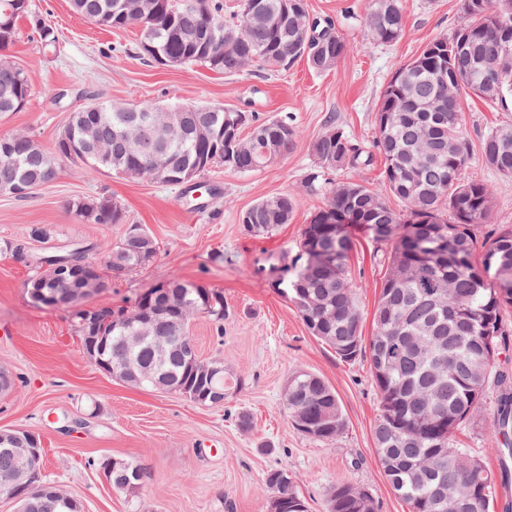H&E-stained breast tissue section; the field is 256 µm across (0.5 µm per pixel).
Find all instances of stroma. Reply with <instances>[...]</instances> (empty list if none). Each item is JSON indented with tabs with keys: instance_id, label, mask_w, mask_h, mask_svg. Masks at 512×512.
I'll list each match as a JSON object with an SVG mask.
<instances>
[{
	"instance_id": "obj_1",
	"label": "stroma",
	"mask_w": 512,
	"mask_h": 512,
	"mask_svg": "<svg viewBox=\"0 0 512 512\" xmlns=\"http://www.w3.org/2000/svg\"><path fill=\"white\" fill-rule=\"evenodd\" d=\"M30 2L31 17L57 27L60 47L43 52L31 17L18 19L0 59L26 71L34 96L23 110L0 115V136L24 132L51 152L70 113L86 104L173 101L223 105L262 118L286 114L299 135L287 155L262 170L212 168L203 177L212 189L203 212L192 210L186 189L109 172L90 176L71 161L28 197L0 194V369L15 379L13 390L0 395V429L35 435L43 448L42 473L85 512H266L270 493L263 476L273 467L290 471L309 512H325L329 491L342 481L368 490L380 512H411L391 490L375 453L379 397L369 362L339 360L310 333L272 278L291 264L304 225L324 205L323 197L302 193L314 164L311 140L332 116L354 140L371 145L379 99L395 69L433 39L453 33L462 20L461 0H404V31L390 46L365 42L367 0H308L311 15L332 20L351 46L336 68L316 73L301 60L283 72L253 66L234 76L200 63L170 69L144 62L136 54L138 27H100L75 14L70 0ZM463 107L475 148L489 127L512 122V106L492 108L468 96ZM284 193L299 196L290 223L263 237L239 224L240 213L257 200ZM93 195L117 201L125 224L148 229L159 250L152 264L105 280L90 306L130 305L174 276L223 294L222 327L203 314L190 325L199 356L222 357L232 378L223 407L116 380L86 356L72 309L30 301L25 283L31 257L119 239L124 224H86L71 212V200ZM38 225L51 229V237L33 238ZM351 235V271L368 336L389 248L365 228L352 227ZM16 244L23 257L15 256ZM298 369L335 389L346 417L335 441L312 440L287 418L284 389ZM242 410L253 422L246 433L235 424ZM490 425V414L474 417L456 443L494 467L500 449L490 442ZM100 457L136 461L143 471L140 485L114 490L93 464Z\"/></svg>"
}]
</instances>
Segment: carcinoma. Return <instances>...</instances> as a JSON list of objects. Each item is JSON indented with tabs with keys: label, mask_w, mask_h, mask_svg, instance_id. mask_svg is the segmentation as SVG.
Instances as JSON below:
<instances>
[{
	"label": "carcinoma",
	"mask_w": 512,
	"mask_h": 512,
	"mask_svg": "<svg viewBox=\"0 0 512 512\" xmlns=\"http://www.w3.org/2000/svg\"><path fill=\"white\" fill-rule=\"evenodd\" d=\"M81 16L96 24L105 13L118 14L139 0H83ZM152 13L132 14L122 29L140 28L141 56L176 57L182 64L212 66L209 53L199 49L205 38L194 0H158ZM214 25L212 50L223 56L219 70L236 75L258 64L269 71H285L300 59L319 73L336 67L349 45L335 27L320 43L309 47L307 17L283 20L288 4L305 9L307 0H242L232 18H224L219 0H205ZM12 20L31 13L29 0H0ZM403 0H369L365 40L392 44L404 28ZM463 21L449 37L429 42L410 62L399 66L388 82L375 115L376 134L370 148L355 141L343 128L330 126L311 143L314 167L302 183L306 195H322L325 206L313 213L301 233L300 254L275 280V287L290 299L304 294L309 306L301 317L309 331L330 347L344 362L369 360L379 395V415L373 428L375 451L393 492L410 504L413 512H491L499 483L512 477L503 459L497 469L488 467L468 449L454 443L455 433L488 404H493L490 439L500 443L512 433V379L498 369L497 360L506 349L504 313L512 307V228L494 227L484 238L474 228L489 223L493 192L477 172L466 175L473 154L465 131L461 99L474 95L492 103L512 98V0H461ZM37 41L46 52L58 47L55 27L37 18L33 22ZM472 42L469 70L473 80L454 83L458 71L448 58L450 45L462 34ZM505 70L486 77L499 64ZM33 94L25 72L0 61V114L18 112ZM153 107L99 104L93 112L75 118V137L57 143L46 152L31 136H6L8 160H0V193L13 194L16 183L36 188L52 181L64 160L77 161L89 174L134 171V177L154 180L148 167L152 157L172 168L194 167L190 188L202 191L201 175L217 164L246 173L267 166L268 158L282 156L297 136L293 119H251L254 128L265 130L258 138L242 136L230 160H224L222 133L227 113L178 109L172 126L159 137L141 115ZM82 126H91L103 141L112 142V156L99 159L83 141ZM482 164L501 177L512 178V123L487 130L480 140ZM383 161L385 189H374L359 180L335 181L330 175L343 168L359 169L374 158ZM392 195L400 209L392 207ZM297 197L282 194L257 201L248 208L251 224L267 235L291 221ZM71 209L81 221L91 224H123L119 240L104 247L82 246L63 254L40 257L31 278H42L60 295L69 290L54 280L46 265L73 257L74 264L97 263L111 277L150 264L143 253L147 230L127 224L120 205L108 197L78 198ZM416 217L422 242L414 241L406 220ZM362 226L373 239L391 246L388 268L373 313L372 336H362L363 314L358 284L349 263L353 239L349 228ZM335 257L332 267L314 264L306 250L309 244ZM482 252L481 267L473 264ZM170 299L192 308H203L215 323L224 320V296L202 286L172 279ZM141 312V300L129 311L109 310L100 324L108 337L106 358L117 361L126 355L123 337L128 330L112 326L111 317ZM190 318L158 317L150 335L170 340L166 356L159 358L150 345L136 351L145 375L139 383L154 388L157 380L166 389L179 392L196 387L209 389L202 404L221 407L220 394L227 388L223 378L199 383L188 343ZM495 395H487L489 389ZM283 407L298 430L320 442H331L343 431L345 421L336 392L321 377L304 370L288 378ZM112 470V487L126 489V480L136 464ZM264 483L272 496L282 499L281 512H308V504L287 470L271 468ZM43 484L27 492L29 512H48ZM327 512H379L378 502L366 490L340 482L327 497Z\"/></svg>",
	"instance_id": "carcinoma-1"
}]
</instances>
